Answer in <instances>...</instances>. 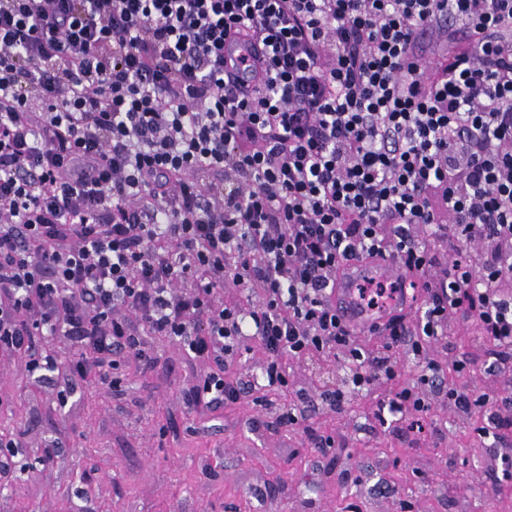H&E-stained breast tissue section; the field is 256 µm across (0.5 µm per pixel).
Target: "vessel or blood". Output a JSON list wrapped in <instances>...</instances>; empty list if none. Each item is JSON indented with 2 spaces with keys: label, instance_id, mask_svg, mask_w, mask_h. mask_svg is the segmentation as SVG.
I'll return each mask as SVG.
<instances>
[{
  "label": "vessel or blood",
  "instance_id": "1",
  "mask_svg": "<svg viewBox=\"0 0 512 512\" xmlns=\"http://www.w3.org/2000/svg\"><path fill=\"white\" fill-rule=\"evenodd\" d=\"M397 263L390 259H382L372 264L361 261L347 263L343 273L336 280V299L334 305L337 315L350 327L362 330H379L393 316L409 313L416 305L413 295L402 294L388 308L376 312H368L358 307L352 297V291L363 277L380 275L389 277L395 275Z\"/></svg>",
  "mask_w": 512,
  "mask_h": 512
}]
</instances>
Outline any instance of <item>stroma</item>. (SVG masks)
<instances>
[{
    "mask_svg": "<svg viewBox=\"0 0 512 512\" xmlns=\"http://www.w3.org/2000/svg\"><path fill=\"white\" fill-rule=\"evenodd\" d=\"M150 359L123 367L112 391L90 379L59 406L54 382L19 361L0 360V438L24 437V454L0 455V512H512V476L498 448L475 430L479 414L436 401L423 433L399 421L381 427L372 397L352 393L343 412L320 393L342 385L339 359L289 362L286 391L260 390L221 411L189 407L199 370L175 342L150 340ZM474 327L451 324L433 351L469 353V371L444 370L447 385L497 394L512 385V362L485 368ZM310 397L306 424L332 435L318 452L304 432L277 427L288 405ZM60 438L58 464H38L41 444ZM389 493H378V484Z\"/></svg>",
    "mask_w": 512,
    "mask_h": 512,
    "instance_id": "1",
    "label": "stroma"
}]
</instances>
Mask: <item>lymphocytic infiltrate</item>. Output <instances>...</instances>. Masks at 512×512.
Wrapping results in <instances>:
<instances>
[{
  "label": "lymphocytic infiltrate",
  "mask_w": 512,
  "mask_h": 512,
  "mask_svg": "<svg viewBox=\"0 0 512 512\" xmlns=\"http://www.w3.org/2000/svg\"><path fill=\"white\" fill-rule=\"evenodd\" d=\"M241 33L264 52L229 74ZM430 33L452 43L433 67ZM375 257L427 300L372 353L332 296ZM453 314L512 359V0H0V357L116 391L158 336L216 410L255 390L228 373L254 341L272 389L284 357H342L339 412L405 356L421 373L378 422L421 429L440 397L504 442L512 396L425 357Z\"/></svg>",
  "instance_id": "1"
}]
</instances>
